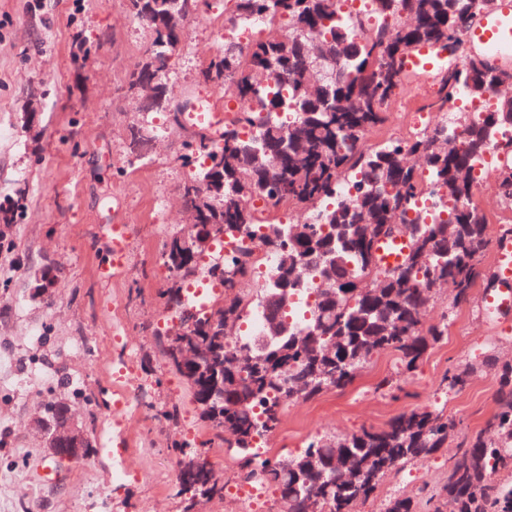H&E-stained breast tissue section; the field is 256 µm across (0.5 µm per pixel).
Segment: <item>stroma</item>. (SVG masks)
Masks as SVG:
<instances>
[{"label":"stroma","instance_id":"stroma-1","mask_svg":"<svg viewBox=\"0 0 512 512\" xmlns=\"http://www.w3.org/2000/svg\"><path fill=\"white\" fill-rule=\"evenodd\" d=\"M224 3L198 0L162 70L178 96L149 111L130 81L153 33L126 0H0V204L15 215L0 227V512H179L178 442L190 443L224 486L237 480L238 455L200 419L157 338L168 310L161 254L189 222L179 157L195 131L174 113L209 91L199 75L206 54L224 46ZM135 129L146 142L134 155ZM119 221L130 227L127 268L104 282L98 269ZM46 272L55 286L41 297L34 286ZM484 296L476 285L455 306L437 288L424 323L447 321V338L414 368L383 353L347 388L289 403L274 454L426 409L459 420L447 447L388 476L354 512H382L392 497L415 499L422 487L445 484L459 446L487 434L499 365L512 359V313H487ZM473 364L466 388L441 390L448 368ZM385 377L397 397L377 390ZM121 396L127 407H117ZM56 400L94 438L89 457L57 462L32 429ZM173 404L181 409L176 425L163 415ZM45 465L59 471L54 484L37 476Z\"/></svg>","mask_w":512,"mask_h":512}]
</instances>
